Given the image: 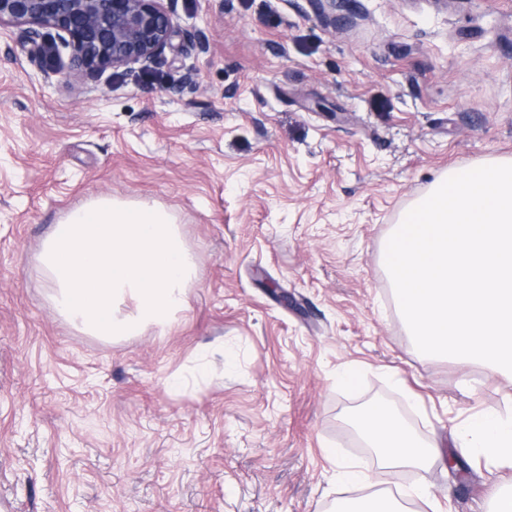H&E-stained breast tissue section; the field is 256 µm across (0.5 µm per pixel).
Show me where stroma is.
<instances>
[{"instance_id": "stroma-1", "label": "stroma", "mask_w": 512, "mask_h": 512, "mask_svg": "<svg viewBox=\"0 0 512 512\" xmlns=\"http://www.w3.org/2000/svg\"><path fill=\"white\" fill-rule=\"evenodd\" d=\"M167 7L170 49L96 82L0 25V512H330L402 490L411 512H490L512 467L460 425L512 413V373L419 352L381 254L448 170L512 158V0ZM102 196L179 225L198 274L169 325L110 341L53 309L41 245ZM359 401L435 463L382 475L349 430ZM338 456L379 484L343 485Z\"/></svg>"}]
</instances>
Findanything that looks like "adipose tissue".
<instances>
[{
	"label": "adipose tissue",
	"mask_w": 512,
	"mask_h": 512,
	"mask_svg": "<svg viewBox=\"0 0 512 512\" xmlns=\"http://www.w3.org/2000/svg\"><path fill=\"white\" fill-rule=\"evenodd\" d=\"M38 270L59 315L108 339L168 325L187 308L186 290L197 277L195 258L167 210L111 198L69 210L44 240ZM356 423L386 473L431 466L433 449L384 405L364 407ZM462 433L492 460L512 462L511 415H475Z\"/></svg>",
	"instance_id": "adipose-tissue-1"
}]
</instances>
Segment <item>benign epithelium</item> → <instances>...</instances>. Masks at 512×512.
<instances>
[{"label": "benign epithelium", "instance_id": "1", "mask_svg": "<svg viewBox=\"0 0 512 512\" xmlns=\"http://www.w3.org/2000/svg\"><path fill=\"white\" fill-rule=\"evenodd\" d=\"M26 25L21 45L40 56L56 31L57 48L70 68L94 75L129 64H151L170 47L175 33L164 0H0V23Z\"/></svg>", "mask_w": 512, "mask_h": 512}]
</instances>
